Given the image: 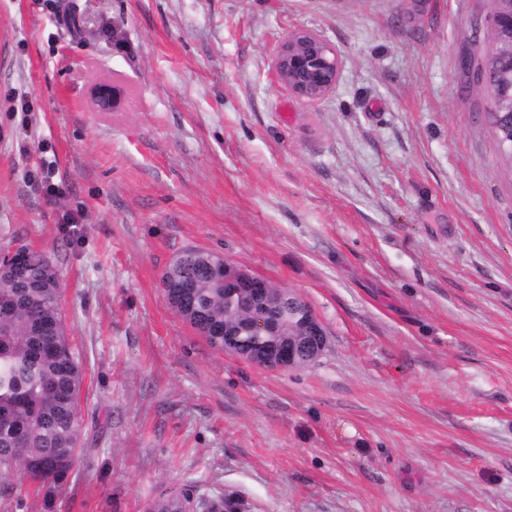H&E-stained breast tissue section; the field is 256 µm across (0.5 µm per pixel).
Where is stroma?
Instances as JSON below:
<instances>
[{"label": "stroma", "instance_id": "35a3bbf8", "mask_svg": "<svg viewBox=\"0 0 512 512\" xmlns=\"http://www.w3.org/2000/svg\"><path fill=\"white\" fill-rule=\"evenodd\" d=\"M491 0H0V250L49 252L85 456L52 508L168 488L239 512H512V167ZM296 31L337 51L312 105ZM115 102L99 111L94 90ZM188 247L298 294L308 366L212 347L165 301ZM272 67L277 81L289 92L307 103L317 104L336 86L340 60L324 39L298 31L279 43Z\"/></svg>", "mask_w": 512, "mask_h": 512}]
</instances>
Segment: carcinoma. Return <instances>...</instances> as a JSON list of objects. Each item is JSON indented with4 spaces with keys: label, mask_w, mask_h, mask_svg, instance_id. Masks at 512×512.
<instances>
[{
    "label": "carcinoma",
    "mask_w": 512,
    "mask_h": 512,
    "mask_svg": "<svg viewBox=\"0 0 512 512\" xmlns=\"http://www.w3.org/2000/svg\"><path fill=\"white\" fill-rule=\"evenodd\" d=\"M21 272L0 267V478L22 474L45 498L62 490L78 465L82 438L80 393L83 361L66 334L59 306V270L50 254L29 246ZM221 263L217 252L191 247L165 269L160 288L168 305L211 346L224 349V327L247 324L250 316L224 301V288L200 276ZM194 278L189 303L175 283ZM296 302L294 294L273 287L268 312L275 321ZM190 495L165 490L145 512H188Z\"/></svg>",
    "instance_id": "obj_1"
}]
</instances>
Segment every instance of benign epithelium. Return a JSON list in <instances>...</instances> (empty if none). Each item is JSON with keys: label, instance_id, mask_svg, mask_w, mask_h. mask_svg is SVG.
<instances>
[{"label": "benign epithelium", "instance_id": "benign-epithelium-1", "mask_svg": "<svg viewBox=\"0 0 512 512\" xmlns=\"http://www.w3.org/2000/svg\"><path fill=\"white\" fill-rule=\"evenodd\" d=\"M493 11L502 17V26L491 27L488 49L491 61L498 69L497 115L508 122L509 131L500 140V151L512 164V0H493ZM277 81L297 98L317 104L331 92L339 77L340 60L336 50L319 36L294 32L278 45L273 62ZM224 298L239 309L261 311L270 298V284L266 279L247 273L229 262L221 268ZM292 316L302 327L303 343L311 358L320 356L325 348V332L316 315L304 306H297ZM253 336H274L276 326L263 315L249 324ZM239 355L251 362L279 370L295 367L299 347L278 344L270 351L245 349Z\"/></svg>", "mask_w": 512, "mask_h": 512}]
</instances>
